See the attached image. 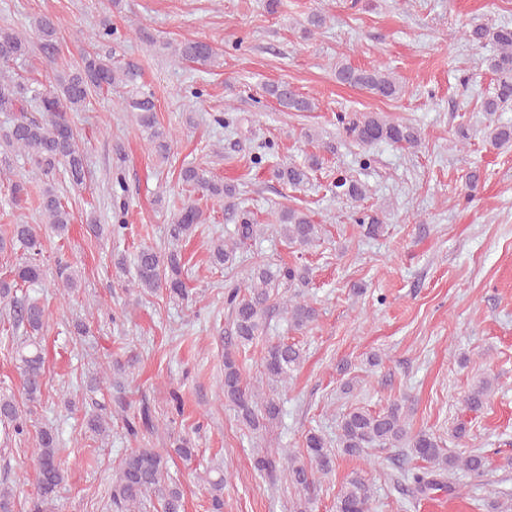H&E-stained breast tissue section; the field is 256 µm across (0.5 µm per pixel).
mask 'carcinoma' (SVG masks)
<instances>
[{"instance_id": "1", "label": "carcinoma", "mask_w": 512, "mask_h": 512, "mask_svg": "<svg viewBox=\"0 0 512 512\" xmlns=\"http://www.w3.org/2000/svg\"><path fill=\"white\" fill-rule=\"evenodd\" d=\"M33 42L11 27H0V112H13L17 106L36 104L44 118L37 120L23 116L0 133V158L11 153L27 156L33 166L34 177L44 187L41 190L39 213L53 234L62 237L73 223L69 211L56 187L57 175L71 186L82 187L89 174L85 155L78 144V134L69 113L81 112L92 94L110 91L116 85L134 82L136 74L130 67L112 62V57L86 51L80 62L68 71L53 74L48 85L33 86L18 82L8 74L10 64L29 58L34 48L45 58L46 65L55 62L59 22L52 16L40 17L36 24ZM462 35L475 45L490 42L496 53L485 58L487 69L496 75L494 92L483 99L482 112L486 114V140L495 147L512 142V126L500 125L494 115L505 106L512 105V27L501 25L469 24ZM174 55L185 61L210 62L214 59L212 47L202 41L187 39L174 48ZM336 80L394 99L402 86L390 73L380 69H358L341 63L336 67ZM266 92L290 112H312L316 104L308 97L296 93L288 84H273ZM125 110L132 113L137 124L147 135L154 151L162 158L170 156L174 143L173 132L162 126L156 117L153 95L133 92L125 99ZM347 136L361 146L378 141L416 148L421 143L417 128L388 121L378 113H364L347 122ZM319 166L312 156L303 165L291 164L277 170L279 179L297 188L309 182L310 171ZM178 181L209 198L224 203L228 218L238 223L236 236L219 239L210 248V263L215 267H228L236 262L237 252L247 241L264 234L266 228L254 223L250 214L239 209V189L215 178L212 171L201 165H187L180 169ZM336 194L353 200L365 198V185L355 179L341 177L335 182ZM204 211L187 201L173 214L168 225L169 247L161 252L153 247H143L134 261L132 286L141 294L166 292L174 300H187L189 294L183 280L184 261L179 244L190 239L200 224L206 223ZM288 245L310 248L320 242L322 225L314 223L310 215L296 207L280 210L273 226ZM20 247L24 259L10 265L9 277L0 279V304L12 331H25L26 338L17 353L22 392L30 403H39L43 396L46 371L41 345L32 336L48 324V315L39 302L26 295L17 296V289L32 288L42 284L45 271L38 256L42 253V240L36 228L20 220L10 230L0 235V254ZM57 278L65 289L77 287L78 269L70 264H60ZM309 283V270L305 267L273 266L257 258L242 281L226 289L224 298L231 310L230 335L234 336L236 349L241 350L267 335L269 321L275 314L285 315L288 324L296 330L306 329L318 318L319 312L312 302L293 294L279 295V288H297ZM303 351L295 342L279 339L267 344L262 358V374L269 386L286 385L299 367ZM494 392V379H479L464 397V406L479 411ZM220 393L235 412L237 420L254 433L265 432L281 415L279 401L270 394L259 391L245 382L236 353L224 354V382ZM115 412L124 417L126 433L138 437L141 431L155 428L154 416L148 406L128 416L125 397L114 398ZM0 428L5 436H22L27 431V421L11 396H0ZM59 440L51 426L39 430L36 457V481L39 492L31 500L30 512H54L55 489L63 482L64 474L57 462ZM368 449L398 451V468L403 481L412 486L415 496H427L434 491H444L451 496L460 495L461 487L451 480L457 471L478 477L485 472L484 455L471 452L455 455L443 448L435 434L420 430L414 432L408 414L400 401L391 402L382 411L353 408L339 416L336 445H331L325 435L312 429L305 436L302 453L295 454L286 448H265L256 453L253 467L261 475L278 472L297 493L293 512H313L319 479L333 471L336 453L359 456ZM409 457L420 458L432 469L414 471L404 467ZM212 512H224V482L222 473L206 476ZM161 502L162 512H184L182 490L169 475L167 459L154 448H136L119 463L112 478L111 499L119 512H143L150 497ZM374 492L372 486L359 473H354L341 487L336 498V512H372Z\"/></svg>"}]
</instances>
